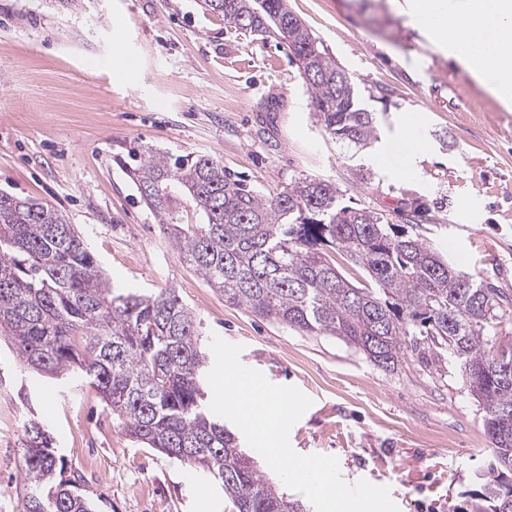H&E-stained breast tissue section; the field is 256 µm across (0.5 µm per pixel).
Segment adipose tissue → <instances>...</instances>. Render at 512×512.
<instances>
[{
    "mask_svg": "<svg viewBox=\"0 0 512 512\" xmlns=\"http://www.w3.org/2000/svg\"><path fill=\"white\" fill-rule=\"evenodd\" d=\"M410 11L490 94L512 104V0H467L459 12L446 0H410Z\"/></svg>",
    "mask_w": 512,
    "mask_h": 512,
    "instance_id": "adipose-tissue-1",
    "label": "adipose tissue"
}]
</instances>
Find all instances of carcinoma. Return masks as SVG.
<instances>
[{
	"label": "carcinoma",
	"mask_w": 512,
	"mask_h": 512,
	"mask_svg": "<svg viewBox=\"0 0 512 512\" xmlns=\"http://www.w3.org/2000/svg\"><path fill=\"white\" fill-rule=\"evenodd\" d=\"M251 36L287 42L317 122L366 147L376 117L350 75L288 0H201ZM141 199L180 257L232 305L307 335L334 336L394 371L405 352L447 356L484 412L490 461L471 512H512V343L499 336L512 304L377 211L342 203L313 176L265 193L213 156L151 152L130 167ZM202 223L181 224L182 204ZM361 266L358 287L335 255ZM0 328L32 373L79 375L133 441L201 471L237 512H309L280 493L209 409L208 355L196 316L173 290L112 287L83 234L55 207L0 194ZM21 512H93L63 477L53 437L23 424Z\"/></svg>",
	"instance_id": "1"
}]
</instances>
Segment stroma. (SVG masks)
<instances>
[{
  "mask_svg": "<svg viewBox=\"0 0 512 512\" xmlns=\"http://www.w3.org/2000/svg\"><path fill=\"white\" fill-rule=\"evenodd\" d=\"M404 0H288L351 76L379 139L336 142L311 115L287 43L239 33L197 0H0V189L60 209L114 287L175 290L203 342L313 401L289 439L343 480L390 489L399 512H468L483 410L456 363L407 352L378 368L341 340L225 303L181 260L126 175L147 151L221 157L263 192L315 175L343 202L416 219L457 269L512 300V107L477 83ZM427 149L392 150L404 134ZM30 375L0 337V512H20L18 419L35 408L96 512H236L207 477L133 443L93 388Z\"/></svg>",
  "mask_w": 512,
  "mask_h": 512,
  "instance_id": "obj_1",
  "label": "stroma"
}]
</instances>
